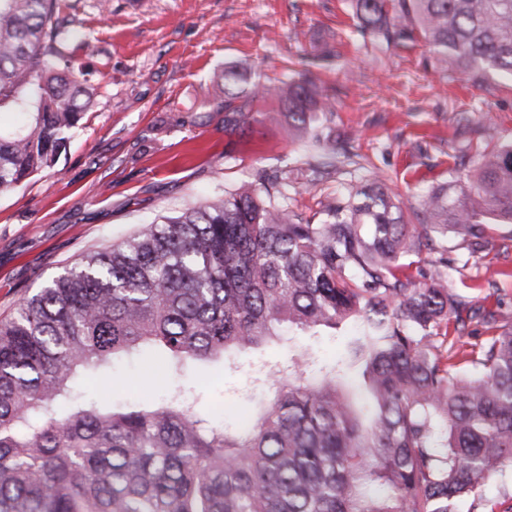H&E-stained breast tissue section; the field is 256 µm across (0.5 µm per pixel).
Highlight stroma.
<instances>
[{"label": "stroma", "instance_id": "stroma-1", "mask_svg": "<svg viewBox=\"0 0 512 512\" xmlns=\"http://www.w3.org/2000/svg\"><path fill=\"white\" fill-rule=\"evenodd\" d=\"M62 2L71 32L62 50L94 103L53 166L0 194V320L63 267L241 182L296 171L284 193L305 216L325 196L376 177L413 204L476 166L485 128L512 141V77L477 84L438 68L423 42L363 34L352 0ZM230 68L244 75L241 94L255 83L313 81L330 102L318 131L353 164L321 177L304 172L319 146L299 137L274 98L247 100L226 121L221 84ZM489 240L481 259L449 252V283L477 306H510L512 224L493 225ZM491 268L504 277L475 288ZM288 358L283 343L174 374L147 352L78 385L117 409L137 403L148 381L161 398L181 389L198 414L220 411L233 425L273 395L255 382L254 364Z\"/></svg>", "mask_w": 512, "mask_h": 512}]
</instances>
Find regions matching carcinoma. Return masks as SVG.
I'll return each mask as SVG.
<instances>
[{"label": "carcinoma", "instance_id": "cac0c4a2", "mask_svg": "<svg viewBox=\"0 0 512 512\" xmlns=\"http://www.w3.org/2000/svg\"><path fill=\"white\" fill-rule=\"evenodd\" d=\"M363 31L417 39L475 81L512 76V0H353ZM57 0H0V105L31 123L0 134V192L54 163L92 93L65 59ZM300 132L328 111L305 80L278 89ZM402 203L373 181L304 218L279 184L150 224L54 276L0 321V512H475L512 472V315L448 286V238L471 257L512 224V143L465 180ZM428 265L423 280L401 258ZM483 335L461 341L467 323ZM360 321L348 360L257 368L274 396L230 430L181 396L116 410L73 379L145 350L171 372ZM357 369L364 417L342 387Z\"/></svg>", "mask_w": 512, "mask_h": 512}]
</instances>
